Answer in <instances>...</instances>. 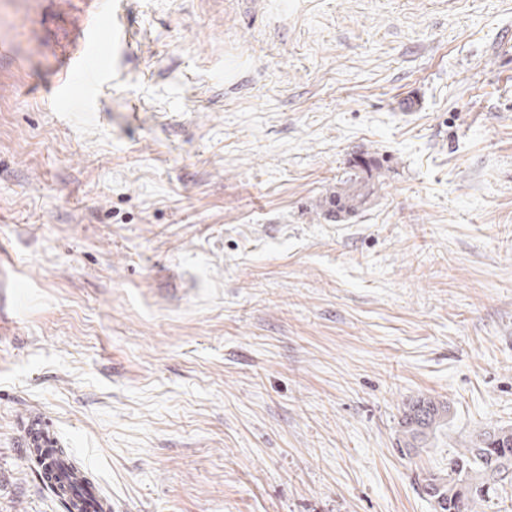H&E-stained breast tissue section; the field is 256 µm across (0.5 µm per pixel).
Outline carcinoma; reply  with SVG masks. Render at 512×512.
Wrapping results in <instances>:
<instances>
[{
  "instance_id": "1",
  "label": "carcinoma",
  "mask_w": 512,
  "mask_h": 512,
  "mask_svg": "<svg viewBox=\"0 0 512 512\" xmlns=\"http://www.w3.org/2000/svg\"><path fill=\"white\" fill-rule=\"evenodd\" d=\"M372 160L351 170L346 182L365 196L371 194L365 171ZM450 423L448 402L420 397L406 403L400 423L399 446L419 451L434 445ZM426 494L435 500L434 512H476L491 495L512 487V427L489 425L468 436L448 461V469L424 479Z\"/></svg>"
}]
</instances>
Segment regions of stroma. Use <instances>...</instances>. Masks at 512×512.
Returning <instances> with one entry per match:
<instances>
[{"label":"stroma","instance_id":"1","mask_svg":"<svg viewBox=\"0 0 512 512\" xmlns=\"http://www.w3.org/2000/svg\"><path fill=\"white\" fill-rule=\"evenodd\" d=\"M110 2L68 112L86 0H0V512H64L32 410L113 512H434L512 426V0ZM363 148L377 197L325 220ZM421 396L451 423L409 455ZM119 27L118 17L108 4H104L83 32L76 54L65 56L59 61V78L49 91L51 97L58 98L73 79L82 77L87 88L84 105L94 103L96 85L107 71L106 59L100 58L98 49L102 44L109 48L114 32ZM21 436L25 449L46 444L59 447L58 438L50 430L44 415L40 412H29L21 422Z\"/></svg>","mask_w":512,"mask_h":512}]
</instances>
